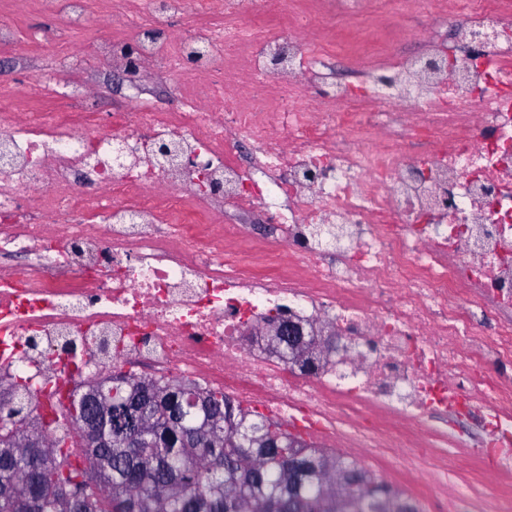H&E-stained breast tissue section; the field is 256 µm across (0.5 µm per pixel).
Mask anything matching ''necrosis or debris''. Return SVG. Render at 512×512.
I'll use <instances>...</instances> for the list:
<instances>
[{"instance_id": "4bbe7bcc", "label": "necrosis or debris", "mask_w": 512, "mask_h": 512, "mask_svg": "<svg viewBox=\"0 0 512 512\" xmlns=\"http://www.w3.org/2000/svg\"><path fill=\"white\" fill-rule=\"evenodd\" d=\"M118 2L101 62L172 99L101 113L80 83L72 110L41 74L52 106L0 112V383L24 375L43 421L145 369L443 491V448H494L474 512H512V0H388L376 49L335 31L368 0ZM280 308L351 352L305 376L249 347Z\"/></svg>"}]
</instances>
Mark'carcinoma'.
<instances>
[{"mask_svg": "<svg viewBox=\"0 0 512 512\" xmlns=\"http://www.w3.org/2000/svg\"><path fill=\"white\" fill-rule=\"evenodd\" d=\"M97 386L114 391L112 406L148 421L150 446L129 448L119 431L110 444L72 438L82 398ZM230 412L256 435L278 437L281 447H229ZM23 417L25 434L15 437L0 404V512H336L327 492L338 466L359 480L341 512H387L377 493L382 481L357 461L306 443L280 422L252 419L224 393L191 382L114 371L69 395L57 429L37 426L27 412ZM45 434L50 442L36 454L16 447ZM299 451L314 473L296 491L288 455Z\"/></svg>", "mask_w": 512, "mask_h": 512, "instance_id": "obj_1", "label": "carcinoma"}]
</instances>
